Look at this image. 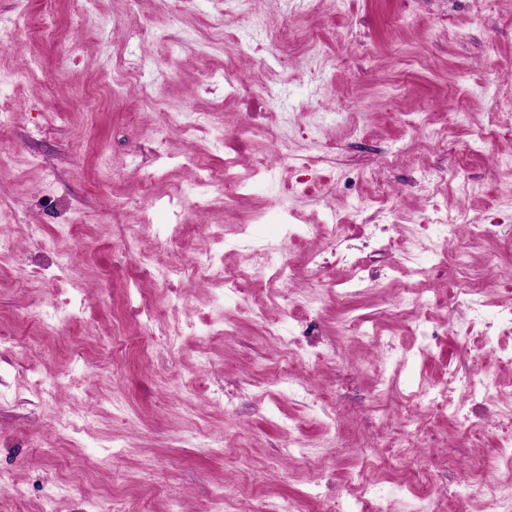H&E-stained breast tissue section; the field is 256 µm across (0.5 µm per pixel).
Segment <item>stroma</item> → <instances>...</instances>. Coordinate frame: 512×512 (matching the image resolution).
<instances>
[{
    "label": "stroma",
    "instance_id": "stroma-1",
    "mask_svg": "<svg viewBox=\"0 0 512 512\" xmlns=\"http://www.w3.org/2000/svg\"><path fill=\"white\" fill-rule=\"evenodd\" d=\"M44 13L52 31L0 45V100L13 111L0 128V239L11 243L0 250V471L11 478L0 512H42L50 482L54 512H99L103 493L144 512H205L216 484L245 478L271 501L314 492L346 503L363 468L354 445L403 430L418 380L441 385L453 368L512 381L496 357L512 334L491 326L512 305V175L501 164L512 117L499 116L489 81L512 76V0H256L242 13L225 0H95L83 16L70 0H0V27ZM132 13L144 34L128 32ZM27 58L39 65L17 79ZM116 67L135 71L143 93L109 100L102 73ZM180 112L210 122L188 134L168 121ZM419 117L444 139L426 142ZM197 153L238 183L211 191L203 212L182 205ZM461 173L479 192H462ZM436 203L491 227L471 247L490 276L476 307L457 304L458 270L436 258L448 240L424 227ZM130 224L142 227L136 252L224 261L243 270L237 289L189 272L165 281L122 256ZM268 245L284 250L289 279L249 267V247ZM59 249L71 266H55ZM404 250L423 268V332L389 315L407 302ZM340 287L354 288L350 300H337ZM29 307L43 324L22 325ZM353 315L373 323L374 342L346 337ZM271 322L296 342L301 385L274 375L284 358ZM323 395L337 426L316 406ZM291 427L303 442L293 454ZM506 439L512 427L471 438L436 419L426 484L405 485L399 461L363 469L428 512H455L447 456L490 462ZM148 467L159 479L150 497Z\"/></svg>",
    "mask_w": 512,
    "mask_h": 512
}]
</instances>
